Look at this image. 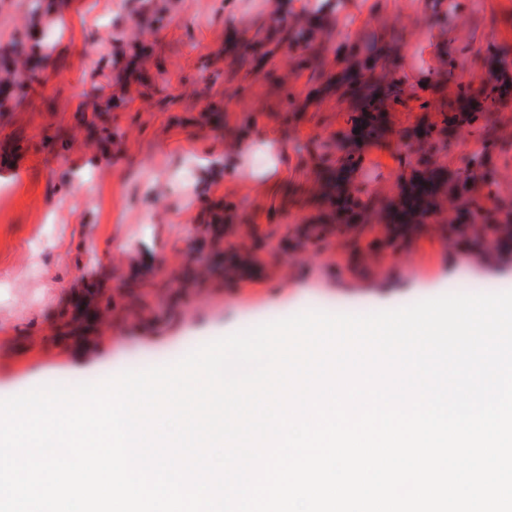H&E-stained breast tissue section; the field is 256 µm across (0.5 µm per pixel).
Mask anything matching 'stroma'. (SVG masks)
Listing matches in <instances>:
<instances>
[{
    "label": "stroma",
    "instance_id": "obj_1",
    "mask_svg": "<svg viewBox=\"0 0 512 512\" xmlns=\"http://www.w3.org/2000/svg\"><path fill=\"white\" fill-rule=\"evenodd\" d=\"M433 0H329L320 69H296L279 22L316 0H0V48L49 46L0 108V398L172 362L299 312L393 309L473 283L512 285L424 224L388 245L381 224L299 244L318 213L312 159L347 130L351 100L323 91L368 35L391 41L418 97L362 144V180L394 196L407 159L394 132L441 122L463 47L512 50V0H461L462 28ZM302 107L288 109L289 97ZM428 110H420L419 99Z\"/></svg>",
    "mask_w": 512,
    "mask_h": 512
}]
</instances>
